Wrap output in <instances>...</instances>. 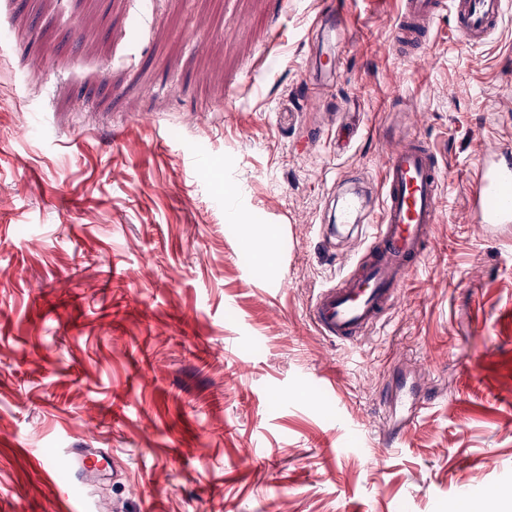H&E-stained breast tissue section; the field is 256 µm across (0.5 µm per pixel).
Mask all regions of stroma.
Segmentation results:
<instances>
[{"label": "stroma", "mask_w": 512, "mask_h": 512, "mask_svg": "<svg viewBox=\"0 0 512 512\" xmlns=\"http://www.w3.org/2000/svg\"><path fill=\"white\" fill-rule=\"evenodd\" d=\"M344 23L311 80L318 19ZM398 0H0V512H79L61 448H103L110 512H512V232L472 222L512 144V14L430 64ZM447 176L422 262L357 346L306 310L368 244L391 134ZM233 186L251 224L222 199ZM284 280L271 287L269 278ZM427 403L400 421L397 381ZM363 209L361 198L354 193L344 194L336 200V223L355 224Z\"/></svg>", "instance_id": "1"}]
</instances>
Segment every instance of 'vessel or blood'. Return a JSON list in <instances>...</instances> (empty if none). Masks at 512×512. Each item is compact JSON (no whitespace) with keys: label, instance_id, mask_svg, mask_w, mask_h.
<instances>
[{"label":"vessel or blood","instance_id":"obj_1","mask_svg":"<svg viewBox=\"0 0 512 512\" xmlns=\"http://www.w3.org/2000/svg\"><path fill=\"white\" fill-rule=\"evenodd\" d=\"M511 8L512 0H400L392 43L408 56L423 53L430 29L443 16L464 41L483 43L500 30ZM381 162V206L371 242L362 258L318 290L308 310L319 334L344 345L358 344L397 303L439 220L441 171L429 147L399 136L389 141ZM472 196L473 221L486 235L512 226L511 146L486 158ZM362 209L357 194L338 197L337 223H357ZM98 456L91 448L67 449L70 489L91 474Z\"/></svg>","mask_w":512,"mask_h":512}]
</instances>
